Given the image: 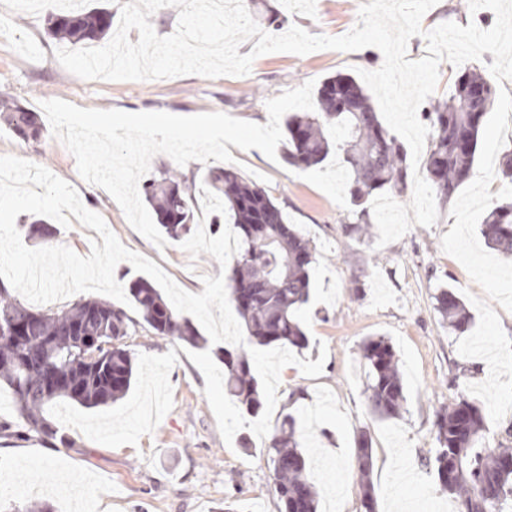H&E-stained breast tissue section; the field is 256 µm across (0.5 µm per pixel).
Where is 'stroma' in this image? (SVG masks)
Wrapping results in <instances>:
<instances>
[{
  "label": "stroma",
  "mask_w": 512,
  "mask_h": 512,
  "mask_svg": "<svg viewBox=\"0 0 512 512\" xmlns=\"http://www.w3.org/2000/svg\"><path fill=\"white\" fill-rule=\"evenodd\" d=\"M468 0H439L421 21L430 30L444 22L493 26L491 10L470 12ZM277 11L285 26L314 35L341 36L358 21L359 5L330 9L326 0H258ZM42 5L0 0V95L33 110L61 99L82 108L125 112L164 111L179 116L223 112L264 124L266 102L307 81L373 71L382 52L367 47L349 54L317 50L279 52L255 59L250 74L207 78L186 75L146 81L84 80L58 62L57 42L44 34ZM259 150L232 149L231 167L255 181L299 225L315 249L314 289L301 322L309 339L297 351L277 346L249 352L266 402L255 418L224 392V366L214 345L192 347L159 338L143 327L126 343L135 382L118 403L87 409L61 402L48 414L71 442L50 448L35 433L0 438V512H28L50 504L73 512L76 493L90 491L92 512H212L237 501L242 512H279L265 443L285 404L300 419L308 472L321 492L320 512H363L355 439L369 428L376 450L377 512H458L457 500L435 482L426 456L434 446L435 415L467 384L488 376L480 359L462 357V335L450 331L435 309L440 288L483 297L466 269L441 248L454 224L451 202H437V222L413 226L402 238L378 246L374 216L365 235L347 234L355 223L339 158L297 169ZM0 155L42 165L71 184L83 205L100 214L121 243L154 261L184 290L201 293L202 279L220 274L208 254L191 258L179 242L157 247L138 233L103 188L85 182L74 157L53 135L28 144L0 129ZM385 338L399 359L407 400L400 415L382 418L368 402L361 345ZM249 450H242L241 441Z\"/></svg>",
  "instance_id": "1"
}]
</instances>
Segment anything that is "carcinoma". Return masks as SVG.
<instances>
[{"label":"carcinoma","mask_w":512,"mask_h":512,"mask_svg":"<svg viewBox=\"0 0 512 512\" xmlns=\"http://www.w3.org/2000/svg\"><path fill=\"white\" fill-rule=\"evenodd\" d=\"M49 37L72 46L102 47L112 38L114 14L104 7L62 9L56 0H42ZM494 86L477 70H460L451 80L448 98L434 101L425 112L431 132L426 158L429 180L443 200L452 198L470 177ZM0 122L17 138L39 143L44 127L37 112L14 97L0 99ZM288 164L313 168L332 153L347 164L345 188L363 219L372 194L402 193L408 164L404 146L382 124L371 96L352 78L330 76L317 89L315 110L296 112L284 121ZM204 183L222 199L226 215L213 214L211 223L232 224L240 248L232 271L230 298L247 333L248 346L302 350L308 338L300 311L313 290L315 248L283 208L257 183L221 166L209 168ZM146 202L156 214L162 233L179 240L195 223L194 190L166 167H159L143 186ZM480 232L488 246L512 254V202L487 210ZM28 235L50 242L55 230L32 217ZM129 301L140 320L156 336L182 340L202 348L207 339L190 319L179 316L161 289L139 277L130 281ZM436 309L448 327L462 332L469 315L462 300L444 288ZM127 311L99 299L79 300L57 311H41L22 303L0 282V324L17 323L24 335L0 330V383L13 394L15 410L27 431L50 446H66V438L47 416L48 408L67 401L87 409L114 404L126 397L135 379L131 351L124 343ZM365 385L374 412L394 417L406 402L405 384L396 352L383 338L363 343ZM224 363V390L239 408L256 415L263 406V384L241 347L216 351ZM433 459L442 490L459 501V512H503L512 497V448H490L484 441L482 408L459 393L436 413ZM298 417L286 412L265 445L280 512H318L320 496L307 473L306 459L296 439ZM355 455L363 488L364 512H376L372 482V436L359 430Z\"/></svg>","instance_id":"obj_1"}]
</instances>
